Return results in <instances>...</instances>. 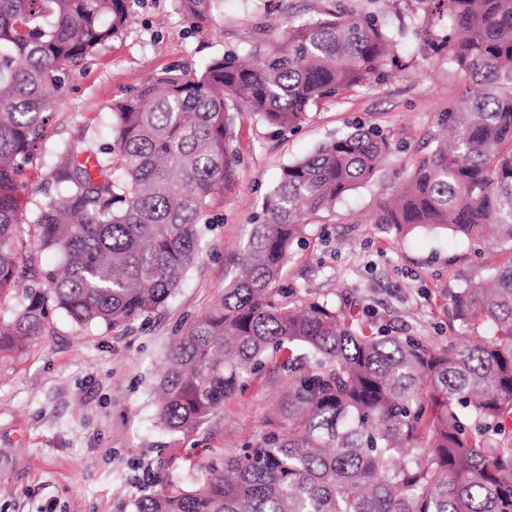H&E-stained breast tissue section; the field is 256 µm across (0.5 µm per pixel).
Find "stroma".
Wrapping results in <instances>:
<instances>
[{"label": "stroma", "mask_w": 512, "mask_h": 512, "mask_svg": "<svg viewBox=\"0 0 512 512\" xmlns=\"http://www.w3.org/2000/svg\"><path fill=\"white\" fill-rule=\"evenodd\" d=\"M358 12L382 14L403 28L400 67L381 83L322 102L292 132L277 133L250 112L235 115L241 163L231 190L212 202L204 252L185 281L150 320L115 330L77 328L54 317L21 357L0 364V512H133L142 479L196 481L207 448L237 453L266 429L287 390L285 377L258 378L225 401L176 447H161L153 387L157 370L186 320L205 312L235 269L264 198L289 162L318 144L374 124L407 133L375 177L313 219L279 283L285 301L314 290L336 303L352 302L369 321L445 341L456 323L451 297L512 253L480 247L440 229L399 236L370 216L416 163L435 147L443 112L466 95L444 56L429 41L443 21L418 20L416 0H346ZM325 0H224L223 30L190 26L173 0H138L122 34L76 68L54 107L58 140L110 139L108 112L147 77L201 69L227 51L251 50L253 19L284 29L317 17Z\"/></svg>", "instance_id": "35a3bbf8"}]
</instances>
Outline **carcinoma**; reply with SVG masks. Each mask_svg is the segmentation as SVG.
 Instances as JSON below:
<instances>
[{"label":"carcinoma","instance_id":"1","mask_svg":"<svg viewBox=\"0 0 512 512\" xmlns=\"http://www.w3.org/2000/svg\"><path fill=\"white\" fill-rule=\"evenodd\" d=\"M135 0H0V362L59 314L117 329L159 311L197 263L216 195L240 153L233 113L281 131L398 66L377 14L337 0L252 53L151 77L112 105L107 148L62 141L36 200L26 173L51 139L69 74L124 30ZM446 8L433 47L471 88L448 107L433 151L371 223L400 235L493 234L512 253V0H415ZM200 29L219 0H174ZM393 149L358 125L281 170L213 306L176 336L155 389L170 447L263 372L286 375L267 431L204 477L158 482L136 512H512V260L453 297L461 331L445 343L396 336L317 297L275 287L308 221L369 181ZM60 257L51 267L42 257Z\"/></svg>","mask_w":512,"mask_h":512}]
</instances>
